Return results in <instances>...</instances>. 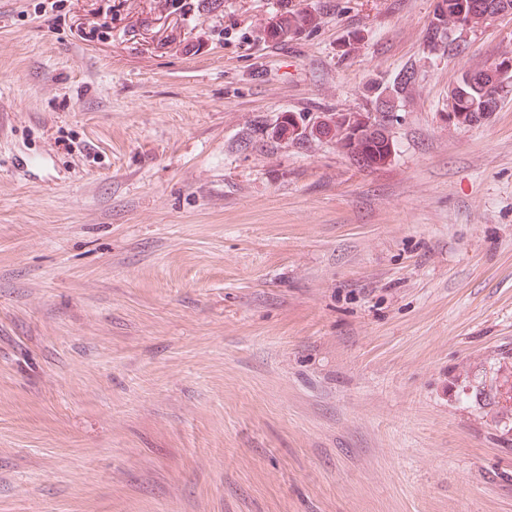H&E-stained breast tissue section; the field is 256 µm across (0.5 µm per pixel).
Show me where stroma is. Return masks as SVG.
Masks as SVG:
<instances>
[{
	"label": "stroma",
	"mask_w": 512,
	"mask_h": 512,
	"mask_svg": "<svg viewBox=\"0 0 512 512\" xmlns=\"http://www.w3.org/2000/svg\"><path fill=\"white\" fill-rule=\"evenodd\" d=\"M436 2L0 0V512H512V16ZM406 71L382 166L271 136ZM494 6L512 15V0H439L438 9L428 30L429 46L436 49L439 42L452 50L456 30L475 28L487 23L488 6ZM319 23L318 15L307 8L296 11H288V15L282 16L271 28L270 36L274 39L283 36L296 37L315 28ZM511 85L512 71L510 74L502 73L493 63L461 68L449 91L451 101L450 112L446 114L448 123L459 127L480 123L496 111L501 93Z\"/></svg>",
	"instance_id": "obj_1"
}]
</instances>
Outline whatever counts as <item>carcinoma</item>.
<instances>
[{"instance_id": "1", "label": "carcinoma", "mask_w": 512, "mask_h": 512, "mask_svg": "<svg viewBox=\"0 0 512 512\" xmlns=\"http://www.w3.org/2000/svg\"><path fill=\"white\" fill-rule=\"evenodd\" d=\"M490 5L512 15V0H439L428 30L429 46L435 49L444 41L447 48H453L454 32L487 23ZM318 23L319 17L312 10L290 11L272 26L270 36L274 39L287 35L296 37ZM507 85H512V73H503L490 63L460 69L450 90V111L454 112L455 125H475L496 111ZM299 118L301 115L294 112L284 113L282 120L272 128V135L278 138L286 136L293 141L309 136L324 138L367 169L384 164L391 156L394 143L388 119L374 118L370 112H324L315 127L308 132H300Z\"/></svg>"}]
</instances>
